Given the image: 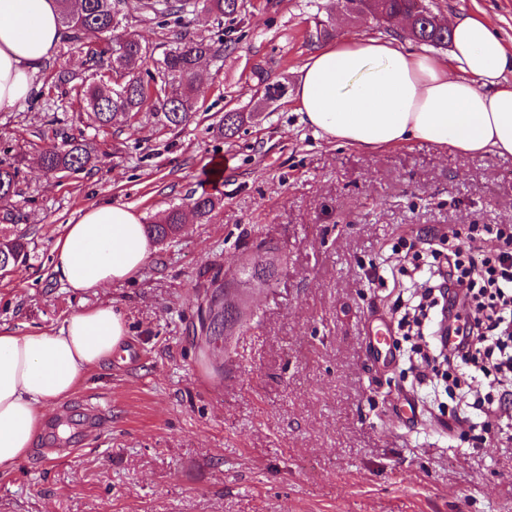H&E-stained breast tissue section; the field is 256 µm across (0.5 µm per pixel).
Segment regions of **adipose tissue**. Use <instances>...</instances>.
Here are the masks:
<instances>
[{
	"label": "adipose tissue",
	"instance_id": "ef3b65f1",
	"mask_svg": "<svg viewBox=\"0 0 512 512\" xmlns=\"http://www.w3.org/2000/svg\"><path fill=\"white\" fill-rule=\"evenodd\" d=\"M448 27V64L393 37L337 40L301 64L297 110L328 141L355 148L422 141L463 156H512V49L485 19L459 16ZM61 39L57 0H0V108L27 103ZM152 251L140 213L98 202L57 238L52 271L83 294L132 279ZM126 336L110 305L78 310L53 331H0V467L28 455L45 407L71 395Z\"/></svg>",
	"mask_w": 512,
	"mask_h": 512
}]
</instances>
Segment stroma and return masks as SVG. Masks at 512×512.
<instances>
[{
    "mask_svg": "<svg viewBox=\"0 0 512 512\" xmlns=\"http://www.w3.org/2000/svg\"><path fill=\"white\" fill-rule=\"evenodd\" d=\"M440 19L473 14L512 45V0H434ZM242 39L209 62L183 129L151 115L96 130L92 169L45 175L38 157L86 129L58 72L88 78L86 53L60 44L20 110L0 111V147L23 156L7 204L28 265L0 275V330L60 327L73 312L120 309L128 335L67 399L49 406L34 451L0 468V512H512V429L411 369L399 322L428 244L473 224L512 225V156H461L426 142L360 151L325 140L290 95L322 47L316 32L389 37L343 0H247ZM285 85L261 101L256 70ZM256 113L224 138L225 111ZM225 167L208 220L188 206L213 159ZM112 200L152 222L185 206L133 279L76 294L52 249L87 206ZM277 262L265 286L243 269L259 246ZM238 281L246 324L224 347L197 306L213 272ZM390 330L369 354L368 323Z\"/></svg>",
    "mask_w": 512,
    "mask_h": 512,
    "instance_id": "stroma-1",
    "label": "stroma"
}]
</instances>
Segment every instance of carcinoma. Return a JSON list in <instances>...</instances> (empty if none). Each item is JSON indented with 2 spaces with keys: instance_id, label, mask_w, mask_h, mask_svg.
Masks as SVG:
<instances>
[{
  "instance_id": "carcinoma-1",
  "label": "carcinoma",
  "mask_w": 512,
  "mask_h": 512,
  "mask_svg": "<svg viewBox=\"0 0 512 512\" xmlns=\"http://www.w3.org/2000/svg\"><path fill=\"white\" fill-rule=\"evenodd\" d=\"M140 11L149 20L164 26L174 21L181 31L175 46L165 52L157 65L167 79L161 85H150L144 75L135 70V64L151 56L150 47L123 26L128 7ZM242 0H59V21L64 30V40L79 45L96 37L100 44L89 50V63L96 72L90 83H75L67 71L59 72L57 81L81 93L86 102L88 118L95 127H106L118 117H133L141 112H151L164 126L175 130L185 125L193 106V92L197 82L196 65L202 58L215 57L220 48L204 38H197L188 31V19L205 14L217 22L240 13ZM355 8L366 9L379 23H389L395 17L412 18L406 30L411 40L445 48L451 33L435 23L432 4L423 8L418 0H375L366 3L356 0ZM248 116L239 111H227L222 119L221 131L227 138L238 135ZM98 159V147L84 134L69 137L61 146H49L40 154V163L49 175L73 174L92 166ZM20 159L16 156L0 159V194L15 196L18 193ZM221 199L206 192L192 199L191 210L196 217L206 219L220 204ZM184 214L174 207L165 217L145 225L147 236L155 241L175 238L181 230ZM30 258L24 237L0 230V271H12L27 263ZM212 291L204 298L205 317L209 320L205 335L213 340L224 339L227 330L239 322V312L229 300L217 301V296L227 294L219 275L210 280Z\"/></svg>"
}]
</instances>
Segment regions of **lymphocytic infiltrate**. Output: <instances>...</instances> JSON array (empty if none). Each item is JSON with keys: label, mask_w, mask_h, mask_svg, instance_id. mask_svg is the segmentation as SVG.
Wrapping results in <instances>:
<instances>
[{"label": "lymphocytic infiltrate", "mask_w": 512, "mask_h": 512, "mask_svg": "<svg viewBox=\"0 0 512 512\" xmlns=\"http://www.w3.org/2000/svg\"><path fill=\"white\" fill-rule=\"evenodd\" d=\"M422 292L403 321L421 340L424 361L440 346L439 320L455 341L444 360L497 377L503 390L492 409L512 418V226L474 224L453 252L432 250L415 267Z\"/></svg>", "instance_id": "1"}]
</instances>
